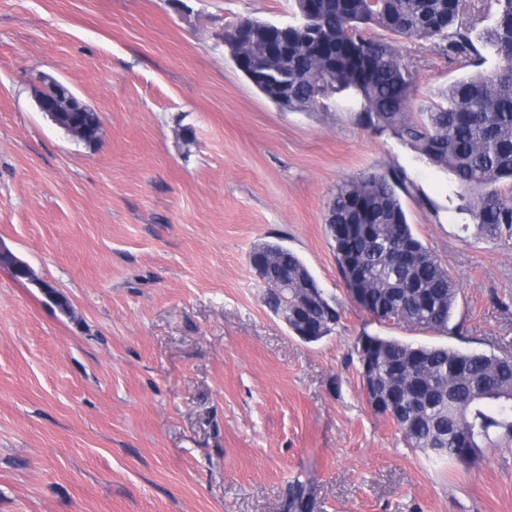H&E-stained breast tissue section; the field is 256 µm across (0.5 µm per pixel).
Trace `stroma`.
Wrapping results in <instances>:
<instances>
[{
	"label": "stroma",
	"instance_id": "1",
	"mask_svg": "<svg viewBox=\"0 0 512 512\" xmlns=\"http://www.w3.org/2000/svg\"><path fill=\"white\" fill-rule=\"evenodd\" d=\"M296 20L293 0H0V512H512V440L436 463L374 414L358 336L512 351V239L487 237L450 173L361 126L354 94L285 112L224 31ZM413 73L410 112L467 58L371 26ZM99 113L95 141L37 107L44 77ZM405 174L401 201L459 284L448 333L348 296L325 217L337 187ZM282 243L342 306L302 341L261 302L253 247ZM0 265H5L9 268L12 276L19 281H22V279L25 278L26 281L29 283L35 285L37 288H42L44 291H46V294L48 297L53 296V292L51 291V287L44 284L41 281H35L34 279L26 278L24 275L27 273V271L30 269V266L25 262L24 260L17 258L15 255H13L8 250L2 248L0 244ZM315 509L316 504L304 485L298 480L293 482L282 505L283 512H315Z\"/></svg>",
	"mask_w": 512,
	"mask_h": 512
}]
</instances>
